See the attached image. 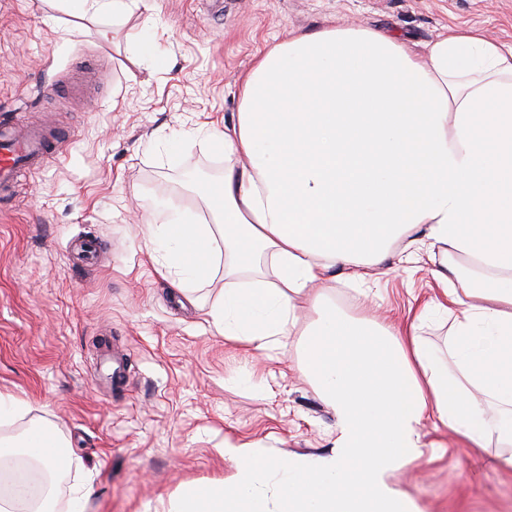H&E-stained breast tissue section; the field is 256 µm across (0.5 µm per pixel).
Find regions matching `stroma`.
<instances>
[{
    "instance_id": "stroma-1",
    "label": "stroma",
    "mask_w": 512,
    "mask_h": 512,
    "mask_svg": "<svg viewBox=\"0 0 512 512\" xmlns=\"http://www.w3.org/2000/svg\"><path fill=\"white\" fill-rule=\"evenodd\" d=\"M338 26L397 33L418 52L446 27L508 39L512 0H141L124 24L0 0V120L70 132L0 201V392L27 406L0 438L46 420L74 449L59 512L77 481L93 486L87 512H169L186 487L207 494L235 475L229 442L270 458L330 455L336 414L300 370L305 323L262 353L225 340L208 317L223 254L181 293L143 227L175 211L211 222L183 186L191 174L218 186L217 135L238 107L239 76L274 37ZM145 44L153 57L140 55ZM433 266L428 250L397 253L363 285L340 267L327 299L362 318L379 303L403 325L439 296ZM104 341L124 360L123 388L110 385ZM422 433L424 455L391 478L413 512H512V474L472 472L444 426Z\"/></svg>"
}]
</instances>
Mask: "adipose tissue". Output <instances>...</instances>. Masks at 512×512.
I'll use <instances>...</instances> for the list:
<instances>
[{"instance_id":"ef3b65f1","label":"adipose tissue","mask_w":512,"mask_h":512,"mask_svg":"<svg viewBox=\"0 0 512 512\" xmlns=\"http://www.w3.org/2000/svg\"><path fill=\"white\" fill-rule=\"evenodd\" d=\"M498 111H485L487 102ZM216 225L174 215L146 236L181 292L206 277L216 248L231 279L209 316L217 334L261 350L313 313L300 363L336 412L330 457L273 461L227 447L238 471L220 493L190 488L173 512H409L389 478L419 455L436 416L473 453L512 447V40L448 28L423 53L376 29L292 35L262 53L240 82L224 126ZM426 244L453 315L458 377L420 337L425 313L392 329L328 306L332 271L385 266L396 244ZM491 278L456 288L452 256ZM268 264L278 284L240 283ZM50 424L0 439V462L29 458L41 498L0 494V512H53L54 477L72 457ZM277 477L275 498L263 487Z\"/></svg>"}]
</instances>
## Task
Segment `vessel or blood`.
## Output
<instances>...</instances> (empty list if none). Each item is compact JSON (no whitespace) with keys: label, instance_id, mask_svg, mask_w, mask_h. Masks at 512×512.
I'll return each mask as SVG.
<instances>
[{"label":"vessel or blood","instance_id":"vessel-or-blood-1","mask_svg":"<svg viewBox=\"0 0 512 512\" xmlns=\"http://www.w3.org/2000/svg\"><path fill=\"white\" fill-rule=\"evenodd\" d=\"M60 135L41 128L28 130L0 125V198L13 193L18 173L36 167L51 155Z\"/></svg>","mask_w":512,"mask_h":512}]
</instances>
